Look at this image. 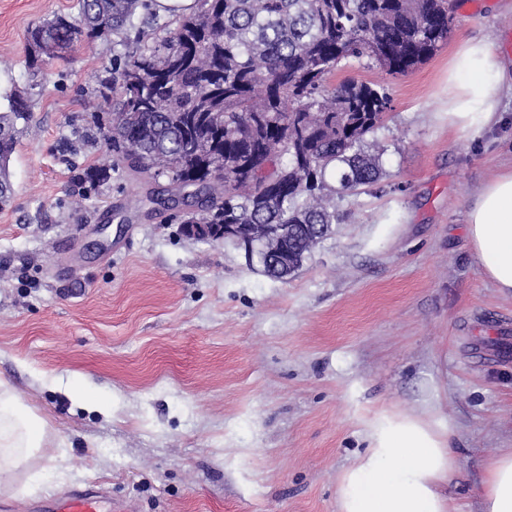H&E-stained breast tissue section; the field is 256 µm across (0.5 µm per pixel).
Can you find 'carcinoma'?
<instances>
[{
	"instance_id": "cac0c4a2",
	"label": "carcinoma",
	"mask_w": 512,
	"mask_h": 512,
	"mask_svg": "<svg viewBox=\"0 0 512 512\" xmlns=\"http://www.w3.org/2000/svg\"><path fill=\"white\" fill-rule=\"evenodd\" d=\"M148 0H80L28 30L36 68L82 41L136 47L112 58L99 81L94 126L128 168L167 191L197 188L186 224H282L287 279L343 220L336 200L374 186L384 149L368 140L390 109L382 85L331 83L354 59L405 75L448 38L449 0H196L159 22ZM31 118L27 93L0 95V204L12 197L8 164L18 124ZM109 169L79 176L89 189Z\"/></svg>"
}]
</instances>
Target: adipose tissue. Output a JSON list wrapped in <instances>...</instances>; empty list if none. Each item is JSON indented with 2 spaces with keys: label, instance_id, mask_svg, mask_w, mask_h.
Masks as SVG:
<instances>
[{
  "label": "adipose tissue",
  "instance_id": "obj_1",
  "mask_svg": "<svg viewBox=\"0 0 512 512\" xmlns=\"http://www.w3.org/2000/svg\"><path fill=\"white\" fill-rule=\"evenodd\" d=\"M504 67L492 44L460 43L448 59V126L460 132L500 121L495 96ZM467 234L482 275L512 295V170L480 187ZM369 449L338 483L339 512H452L443 486L455 472L447 426L413 412H383L366 423ZM46 421L0 381V489L46 446ZM481 512H512V449L492 456L480 491Z\"/></svg>",
  "mask_w": 512,
  "mask_h": 512
}]
</instances>
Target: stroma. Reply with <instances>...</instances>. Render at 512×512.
Here are the masks:
<instances>
[{
    "label": "stroma",
    "mask_w": 512,
    "mask_h": 512,
    "mask_svg": "<svg viewBox=\"0 0 512 512\" xmlns=\"http://www.w3.org/2000/svg\"><path fill=\"white\" fill-rule=\"evenodd\" d=\"M452 0L447 41L407 75L356 64L392 100L377 137L383 180L345 196V223L288 280L223 240L146 218V187L109 154L88 104L111 43L31 72L27 32L79 0H0V80L31 87L33 114L0 205V380L48 424V443L0 490V512H53L92 490L103 512H339L366 421L413 411L448 425L459 467L445 491L481 512L489 457L512 448V296L480 272L468 212L512 169L503 121L450 130L448 56L492 43L512 63V0ZM110 177L94 191L78 176ZM97 389L107 412L72 392Z\"/></svg>",
    "instance_id": "obj_1"
}]
</instances>
